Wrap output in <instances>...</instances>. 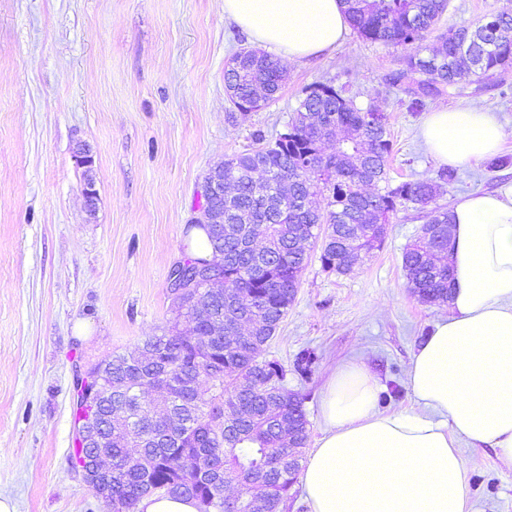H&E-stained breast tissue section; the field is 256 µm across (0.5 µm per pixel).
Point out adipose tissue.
Instances as JSON below:
<instances>
[{
	"label": "adipose tissue",
	"instance_id": "1",
	"mask_svg": "<svg viewBox=\"0 0 512 512\" xmlns=\"http://www.w3.org/2000/svg\"><path fill=\"white\" fill-rule=\"evenodd\" d=\"M251 38L303 59L349 32L341 0H224ZM438 165L497 152L512 127L469 105L428 112L421 125ZM454 225L448 314L413 354L406 384L416 411H380L363 359L335 366L321 392L324 430L302 471L309 512H472L459 441L512 463V185L464 196Z\"/></svg>",
	"mask_w": 512,
	"mask_h": 512
}]
</instances>
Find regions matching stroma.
I'll return each instance as SVG.
<instances>
[{"instance_id": "obj_1", "label": "stroma", "mask_w": 512, "mask_h": 512, "mask_svg": "<svg viewBox=\"0 0 512 512\" xmlns=\"http://www.w3.org/2000/svg\"><path fill=\"white\" fill-rule=\"evenodd\" d=\"M503 0H448L441 29L476 23ZM223 0H0V496L15 512H111L70 462L74 379L115 352H133L174 317L169 270L187 252L185 227L207 170L249 150L255 133L285 132L306 87L342 89L389 117L392 182L435 176L419 134L426 112L476 104L512 125V66L410 110L389 76L399 51L348 34L335 50L289 61L261 110L233 115L224 64L252 46ZM92 148L84 166L75 145ZM93 178L95 211L83 188ZM512 183V165L457 171L438 199ZM423 223L392 216L381 250L353 271L311 256L294 303L263 351L305 397L309 437L323 431L319 397L335 364L360 357L381 385H401L384 412L413 408L406 370L448 307L419 301L401 256ZM314 353L307 376L293 373ZM473 512H512V465L460 443Z\"/></svg>"}]
</instances>
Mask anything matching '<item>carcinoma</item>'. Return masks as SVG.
Masks as SVG:
<instances>
[{
	"label": "carcinoma",
	"mask_w": 512,
	"mask_h": 512,
	"mask_svg": "<svg viewBox=\"0 0 512 512\" xmlns=\"http://www.w3.org/2000/svg\"><path fill=\"white\" fill-rule=\"evenodd\" d=\"M341 2L354 33L403 51L392 83L404 86L416 110L448 88L512 66V0L491 25L482 18L438 34V46L427 54L423 42L437 30L448 0ZM287 74L283 61L242 48L224 66L225 93L237 110L257 111L276 97ZM338 130L343 136L333 152L319 157ZM255 140V148L223 161L231 191L212 208L224 212V223L202 225L212 258L181 259L187 272L224 262L223 291L202 288L200 297L174 303L176 318L193 323L191 334L175 322L146 338L136 354L113 353L93 365L103 388L112 390V410L124 413L112 424L107 446L112 482L87 478L99 497L111 500L112 512H134L140 498L153 494L191 498L199 512H283L301 470L309 421L304 397L285 387V367L260 352L287 316L307 264L297 240L320 243L322 267L346 275L355 257L336 241L359 234L374 239L387 232L397 207L411 204L425 222L402 255L406 285L423 301H448V241L433 249L428 234L434 224H450L437 198L454 175L442 170L392 185L385 113L318 83L305 90L286 132ZM216 317L247 330L230 345L212 335ZM156 373L182 384L177 397H148L145 382ZM155 405L164 407L169 428L150 421ZM187 456L201 459L203 468L185 472ZM238 478L243 492L232 501L225 490Z\"/></svg>",
	"instance_id": "cac0c4a2"
}]
</instances>
